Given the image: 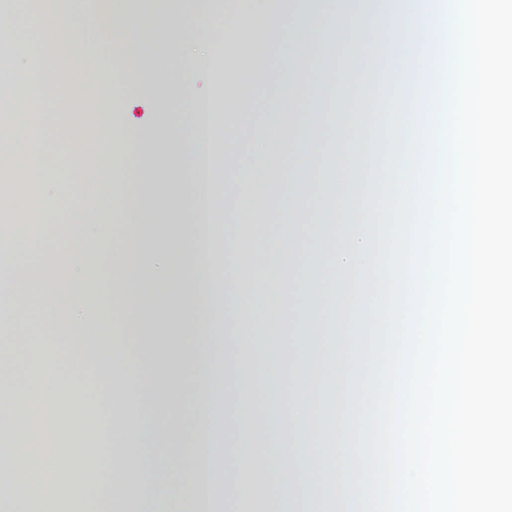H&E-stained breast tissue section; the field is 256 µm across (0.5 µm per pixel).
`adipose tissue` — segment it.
<instances>
[{
  "label": "adipose tissue",
  "mask_w": 512,
  "mask_h": 512,
  "mask_svg": "<svg viewBox=\"0 0 512 512\" xmlns=\"http://www.w3.org/2000/svg\"><path fill=\"white\" fill-rule=\"evenodd\" d=\"M99 2L90 18L86 0H0V34L24 60L20 85L0 81V388L27 406L20 419L0 405V512H29L38 482L50 486L41 512H97L132 490L141 512H350L340 447L351 347L340 335L354 329L371 75L386 68L410 97L417 0H360L356 15L348 0H156L151 14L138 0ZM340 51L366 76L323 69ZM219 54L234 95L213 85L181 117L167 112L176 86L157 71L186 60L208 79ZM90 65L109 79L110 107L82 80ZM133 75L152 76L150 100ZM64 92L78 150L112 170L72 198L56 189L63 132L38 117ZM267 95L273 111L238 133ZM316 101L334 121L321 145ZM143 127L152 137L131 145ZM191 191L207 223H190ZM269 208L288 217L273 234ZM54 224L69 227L67 255ZM100 368L111 371L107 406L85 447L55 454L59 380L80 403ZM91 456L111 458L114 478L67 501L64 479Z\"/></svg>",
  "instance_id": "adipose-tissue-1"
}]
</instances>
